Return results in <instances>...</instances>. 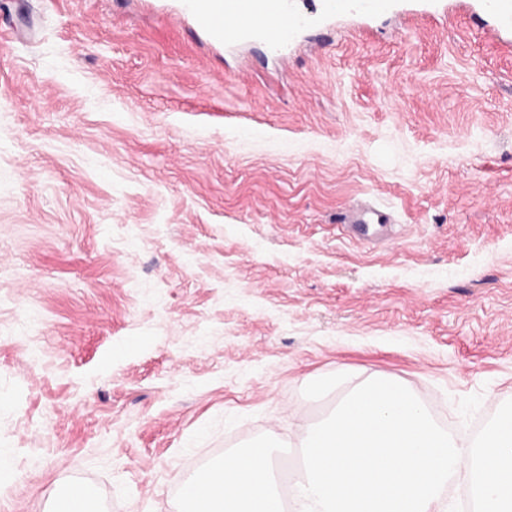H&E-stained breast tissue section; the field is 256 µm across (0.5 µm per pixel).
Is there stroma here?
Returning a JSON list of instances; mask_svg holds the SVG:
<instances>
[{"label": "stroma", "mask_w": 512, "mask_h": 512, "mask_svg": "<svg viewBox=\"0 0 512 512\" xmlns=\"http://www.w3.org/2000/svg\"><path fill=\"white\" fill-rule=\"evenodd\" d=\"M379 374L468 439L512 400V35L477 0L279 55L183 0H0V512H177ZM90 491L81 485L71 484L62 493L52 499L48 512H87V501Z\"/></svg>", "instance_id": "35a3bbf8"}]
</instances>
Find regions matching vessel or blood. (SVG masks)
<instances>
[{
    "mask_svg": "<svg viewBox=\"0 0 512 512\" xmlns=\"http://www.w3.org/2000/svg\"><path fill=\"white\" fill-rule=\"evenodd\" d=\"M197 27L224 42L262 40L271 49L287 45L296 28L307 25V18L293 10L290 0H186ZM499 29L512 31V0H483ZM331 12L357 10L388 13L396 0H325Z\"/></svg>",
    "mask_w": 512,
    "mask_h": 512,
    "instance_id": "1",
    "label": "vessel or blood"
}]
</instances>
